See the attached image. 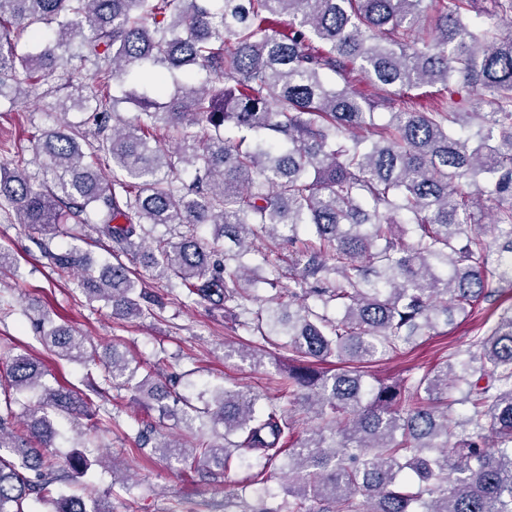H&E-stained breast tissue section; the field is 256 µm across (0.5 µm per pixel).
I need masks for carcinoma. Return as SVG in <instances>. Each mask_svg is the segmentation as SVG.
Instances as JSON below:
<instances>
[{"label": "carcinoma", "mask_w": 512, "mask_h": 512, "mask_svg": "<svg viewBox=\"0 0 512 512\" xmlns=\"http://www.w3.org/2000/svg\"><path fill=\"white\" fill-rule=\"evenodd\" d=\"M472 3L0 0V103L48 86L63 65L93 67L88 83L47 89L57 123L17 146L13 165L0 163V208L42 229L69 216L111 242L98 271L74 243L44 255L61 272L82 270L80 291L110 303L112 317L152 313L121 260L143 254L153 279L224 306L294 356L284 390L318 421L299 438L275 398L215 387L213 402L184 397L171 409V392L138 378L139 366L116 355L106 364L113 385L184 425L185 469H256L224 496L227 508L280 512L262 483L283 462L288 512H512V312L419 378L374 385L363 370L469 315L491 281H512V32L474 21ZM201 68L224 81L221 92L196 81ZM357 76L373 99L354 91ZM128 81L124 96L111 93ZM425 85L440 86V98L421 112L408 92ZM394 93L398 111L376 124V101ZM131 101L137 114L125 121L118 107ZM72 112L95 127L96 143ZM484 200L495 210L487 224L474 220ZM160 224L186 231L145 246ZM205 224L225 249L200 243ZM257 261L278 276L253 310ZM42 340L63 359L95 361L68 326ZM330 358L340 367L317 368ZM0 359L15 393L40 390L27 422L17 398L0 405V512H25L32 495L49 512H108L52 489L95 465L74 451L65 473L52 447L53 418L83 415L96 386H47L28 355ZM136 439L174 447L145 421Z\"/></svg>", "instance_id": "cac0c4a2"}]
</instances>
